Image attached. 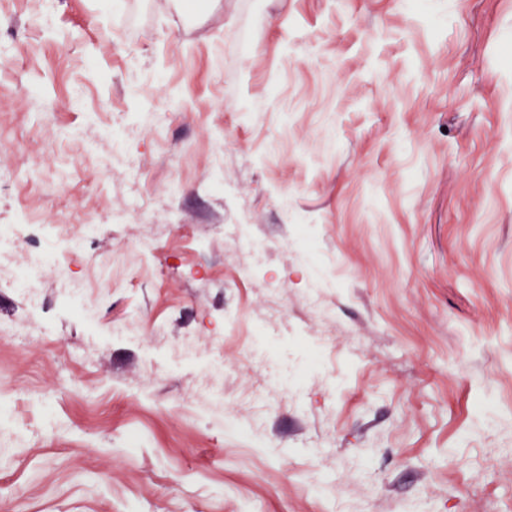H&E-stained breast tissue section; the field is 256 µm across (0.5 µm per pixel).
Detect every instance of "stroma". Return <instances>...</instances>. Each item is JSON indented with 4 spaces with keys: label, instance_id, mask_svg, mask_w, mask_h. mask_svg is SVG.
<instances>
[{
    "label": "stroma",
    "instance_id": "stroma-1",
    "mask_svg": "<svg viewBox=\"0 0 512 512\" xmlns=\"http://www.w3.org/2000/svg\"><path fill=\"white\" fill-rule=\"evenodd\" d=\"M22 210L0 512H512V0H0ZM31 247L101 335L13 333Z\"/></svg>",
    "mask_w": 512,
    "mask_h": 512
}]
</instances>
